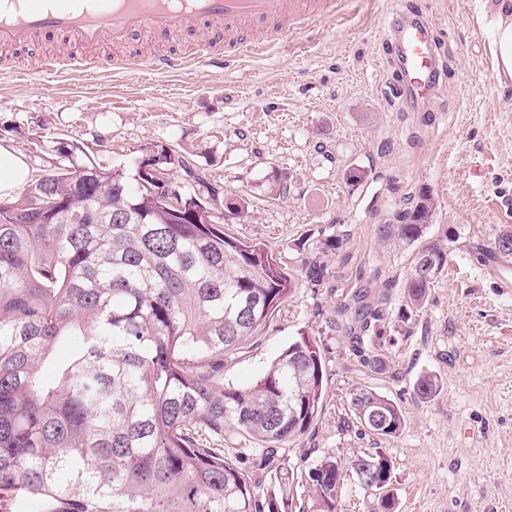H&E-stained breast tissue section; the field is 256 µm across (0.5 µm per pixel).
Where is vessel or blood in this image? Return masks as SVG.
<instances>
[{
	"label": "vessel or blood",
	"mask_w": 512,
	"mask_h": 512,
	"mask_svg": "<svg viewBox=\"0 0 512 512\" xmlns=\"http://www.w3.org/2000/svg\"><path fill=\"white\" fill-rule=\"evenodd\" d=\"M348 0H0V45L23 48L59 34L92 47L108 40L122 45L142 32L171 37L198 34L196 55L211 66L260 56L287 44L313 22L335 16ZM382 16L395 65L396 87L388 96L416 105L433 103L445 79L441 43L429 24L409 17L399 0H385ZM190 60L175 52L119 59L152 74H177ZM497 271L500 294L512 295V262L486 252Z\"/></svg>",
	"instance_id": "vessel-or-blood-1"
}]
</instances>
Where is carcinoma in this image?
Segmentation results:
<instances>
[{"mask_svg":"<svg viewBox=\"0 0 512 512\" xmlns=\"http://www.w3.org/2000/svg\"><path fill=\"white\" fill-rule=\"evenodd\" d=\"M68 160L0 202V497L6 512H290L286 486L259 483L217 444L227 435L252 448H288L323 408L320 349L307 336L283 349L255 385L224 382V357L254 335L296 281L260 241L224 234L219 198L204 204L161 181L179 168L209 186L173 149H150L137 166L159 181L137 189L125 168ZM423 192L381 241L414 244L433 216ZM448 254L418 248L406 281L420 307ZM438 378L416 382L421 398ZM360 424L393 436L404 423L392 400L351 394ZM391 474L388 458L366 457ZM337 460L309 470L319 512H334Z\"/></svg>","mask_w":512,"mask_h":512,"instance_id":"obj_1","label":"carcinoma"}]
</instances>
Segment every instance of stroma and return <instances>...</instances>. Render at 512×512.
<instances>
[{
	"mask_svg": "<svg viewBox=\"0 0 512 512\" xmlns=\"http://www.w3.org/2000/svg\"><path fill=\"white\" fill-rule=\"evenodd\" d=\"M496 0H403L442 38L448 78L430 111L382 98L393 79L380 0H353L347 15L313 22L288 48L224 68L178 75L92 68L54 80L32 66L60 37L18 49L0 64V144L39 175L59 142L82 145L96 164L135 173L148 147L194 161L222 196L244 200L224 231L263 241L297 286L240 353L226 382L249 386L291 342L318 344L326 396L311 429L270 468H242L269 488L289 476L292 512L315 508L308 470L325 455L347 462L384 453L398 512H512V296L499 295L482 254L512 232V84L501 85L488 22ZM361 165L363 186L344 174ZM430 191L425 243L448 263L425 304L407 313L404 283L416 247L380 241L376 227ZM337 239L327 249L328 239ZM317 260L326 274L306 279ZM382 314L357 349L363 315ZM435 396H418L425 374ZM394 400L396 436L365 431L354 390Z\"/></svg>",
	"mask_w": 512,
	"mask_h": 512,
	"instance_id": "1",
	"label": "stroma"
}]
</instances>
